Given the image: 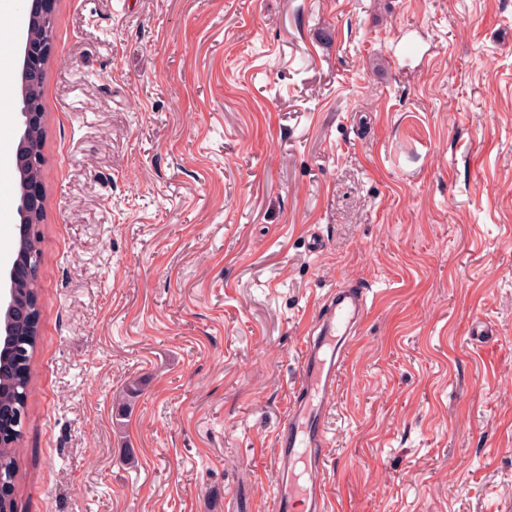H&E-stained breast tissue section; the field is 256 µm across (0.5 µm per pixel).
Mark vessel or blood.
Here are the masks:
<instances>
[{
	"label": "vessel or blood",
	"mask_w": 512,
	"mask_h": 512,
	"mask_svg": "<svg viewBox=\"0 0 512 512\" xmlns=\"http://www.w3.org/2000/svg\"><path fill=\"white\" fill-rule=\"evenodd\" d=\"M368 310L366 294L336 291L306 342L288 426L275 436L273 512H332L326 491V419L336 404L350 339Z\"/></svg>",
	"instance_id": "obj_1"
}]
</instances>
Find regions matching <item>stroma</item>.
<instances>
[{"instance_id": "stroma-1", "label": "stroma", "mask_w": 512, "mask_h": 512, "mask_svg": "<svg viewBox=\"0 0 512 512\" xmlns=\"http://www.w3.org/2000/svg\"><path fill=\"white\" fill-rule=\"evenodd\" d=\"M53 23L18 512H272L304 328L353 284L335 512H512V0H56ZM25 35L0 23V154Z\"/></svg>"}]
</instances>
